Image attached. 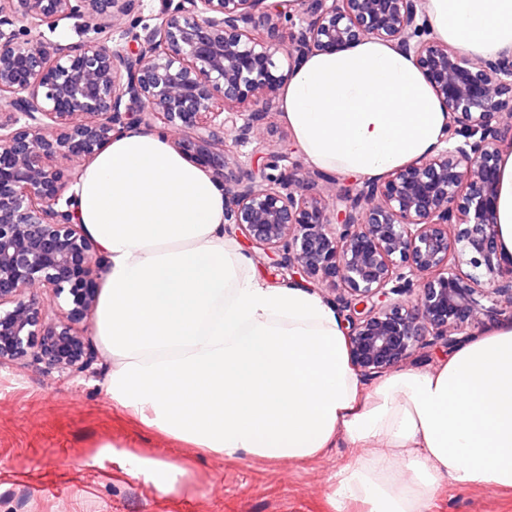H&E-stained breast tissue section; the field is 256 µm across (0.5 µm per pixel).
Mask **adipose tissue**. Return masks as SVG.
<instances>
[{"label": "adipose tissue", "mask_w": 512, "mask_h": 512, "mask_svg": "<svg viewBox=\"0 0 512 512\" xmlns=\"http://www.w3.org/2000/svg\"><path fill=\"white\" fill-rule=\"evenodd\" d=\"M434 36L474 57L512 53V0H427ZM282 117L306 158L376 178L439 144L448 114L412 57L366 39L307 56ZM75 218L107 263L95 336L113 405L146 427L228 459L304 462L338 441L366 449L339 468L335 512H432L446 486L512 491V323L433 370L366 388L335 310L268 287L224 238V190L166 134L131 128L83 169ZM498 245L512 258V143L501 151ZM163 492L186 467L129 457Z\"/></svg>", "instance_id": "1"}]
</instances>
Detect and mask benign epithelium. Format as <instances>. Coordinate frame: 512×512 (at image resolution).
<instances>
[{
  "instance_id": "benign-epithelium-1",
  "label": "benign epithelium",
  "mask_w": 512,
  "mask_h": 512,
  "mask_svg": "<svg viewBox=\"0 0 512 512\" xmlns=\"http://www.w3.org/2000/svg\"><path fill=\"white\" fill-rule=\"evenodd\" d=\"M140 2L0 0V366L82 373L97 360L80 324L105 266L74 221L73 187L82 163L155 117L224 187V223L291 277L332 288L361 375L512 316L495 225L512 55L474 61L437 41L426 0H165L152 25ZM63 20L84 40L45 36ZM368 38L411 55L448 112L432 155L329 198L283 152L274 174L228 172L230 147L260 149L306 55Z\"/></svg>"
}]
</instances>
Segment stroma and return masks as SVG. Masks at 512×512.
I'll return each mask as SVG.
<instances>
[{"instance_id":"stroma-1","label":"stroma","mask_w":512,"mask_h":512,"mask_svg":"<svg viewBox=\"0 0 512 512\" xmlns=\"http://www.w3.org/2000/svg\"><path fill=\"white\" fill-rule=\"evenodd\" d=\"M111 367L60 373L25 360L0 366V512H334L332 478L363 449L339 444L303 463L228 460L145 428L105 393ZM186 465L189 480L163 493L104 443ZM435 512H512V491L446 488Z\"/></svg>"}]
</instances>
